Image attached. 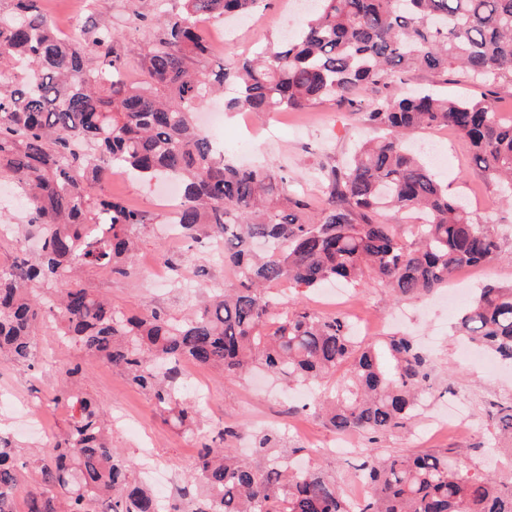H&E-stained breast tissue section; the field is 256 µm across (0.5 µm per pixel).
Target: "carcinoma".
<instances>
[{
  "instance_id": "1",
  "label": "carcinoma",
  "mask_w": 512,
  "mask_h": 512,
  "mask_svg": "<svg viewBox=\"0 0 512 512\" xmlns=\"http://www.w3.org/2000/svg\"><path fill=\"white\" fill-rule=\"evenodd\" d=\"M0 7V178L21 190L28 223L6 229L14 243L0 265V359L30 370L43 327L110 363L147 392L179 427L202 415L182 400V363L242 376L262 368L297 384L325 387L338 434L361 432L358 477L368 493L346 496L319 468L298 469L278 449L277 429L256 438L253 466L224 447L219 432L196 457L193 487L173 512H512V481L469 473L453 448L383 454L376 444L415 417L431 380L429 361L405 336L359 344L348 319L282 301L341 279L377 282L399 301L448 287L458 269L501 255L493 227L477 223L448 195L407 142L452 126L486 178L512 198V119L497 111V89L512 83V0H311L293 38L253 59L232 53L210 64L197 21L248 17L266 0H182L177 12L139 13L158 33L139 53L142 78L124 79L125 54L106 25L87 39L62 37L42 0ZM457 72L486 87L475 97L396 93L405 74ZM230 87L229 112L258 117L334 101L380 135L346 161L317 168L316 208L288 192L283 166L242 167L218 153L196 113ZM373 94L363 107L362 92ZM132 170L179 181L169 223L189 246L224 241L234 286L206 287L198 311L177 318L152 306L131 315L102 298L82 275L128 278L137 242L130 231L155 223L148 211L105 192L104 181ZM398 220L388 224L382 212ZM40 250L28 258L26 242ZM455 335L512 360V285H487L461 313ZM55 400L70 411L49 450L18 461L0 434V512H15L21 469L39 475L26 512H166L112 448L107 413L78 387L81 366L58 367ZM498 433L512 437V403H494Z\"/></svg>"
}]
</instances>
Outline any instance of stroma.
<instances>
[{
	"label": "stroma",
	"mask_w": 512,
	"mask_h": 512,
	"mask_svg": "<svg viewBox=\"0 0 512 512\" xmlns=\"http://www.w3.org/2000/svg\"><path fill=\"white\" fill-rule=\"evenodd\" d=\"M292 0H270L268 8L258 11L239 26L234 50L249 54L261 49L281 36L283 31H298L297 21L287 20ZM84 5L85 18H93L109 25L120 36L130 54L125 75L127 80L138 78L135 54L148 41L151 32L143 29L136 13L153 10V0H52V18L62 31L72 37H82L83 26L74 25L77 5ZM309 120H302L300 112H277L258 118L247 112L225 115L224 127L212 131L211 137L223 145L228 158L254 165L275 161L286 163L293 180L291 189L307 190L313 199H320L321 188L313 180V167L325 155L342 159L356 145L373 137V130L345 114L335 103L325 102L309 107ZM417 144L438 145L448 163L439 175L450 195L463 198L473 217L493 225L502 247L501 259L487 263L485 270L462 269L464 278H476L478 286L512 283V207L500 204L497 188L486 180L475 167L468 145L456 135H442L431 129L417 135ZM106 188L112 195L149 211L158 217L157 223L137 228L139 250L135 256V272L128 278H113L102 272L91 274L93 284L101 288L112 304L138 314L147 304L165 308L177 317L191 315L204 301V283L222 281L233 284L232 272L218 258L216 249L188 250L181 241L167 239L166 223L169 211L157 205L152 181L137 177L115 176ZM191 251V263L180 281L168 286L155 285L147 267L164 253ZM207 271L205 279L195 277L196 267ZM364 303L357 315L364 319H391L398 309H405L408 319L402 326L403 334L413 338L427 355L432 369V385L418 420L406 427L391 431L381 441L382 453H407L432 446L461 449L460 462L477 469L488 466L490 457L500 445L491 416V405L512 398V366L502 365L496 376H488L481 369L460 359L456 354L457 338L454 325L459 309L448 308L441 294L413 298L404 302L394 300L387 288L377 283L361 289ZM38 357L57 363L73 362L83 369L82 390L95 397L112 415V444L134 467L145 472L149 480L160 479L174 488L189 484L201 439L216 437L219 429L233 427L240 435L231 445L237 452L250 456L253 465H261L259 456L251 448L256 434L284 422L294 425L281 446L297 447L299 439L330 440L334 431L325 421L304 407L293 397L287 383L262 374L258 377H226L217 372L199 368L206 380L209 400L195 432L185 433L167 423L156 410L151 397L131 386L111 364L88 355L79 346L64 341L49 329L41 330L36 338ZM59 385L57 373L47 372L44 366L29 370L0 363V391L13 392L23 404L19 407H0V433L10 436L16 444V455L29 460L38 451L47 448L48 438L64 429L70 412L54 400ZM471 399L470 413L475 431L468 436L440 433L432 442L420 437L424 420L436 410L460 400Z\"/></svg>",
	"instance_id": "obj_1"
}]
</instances>
